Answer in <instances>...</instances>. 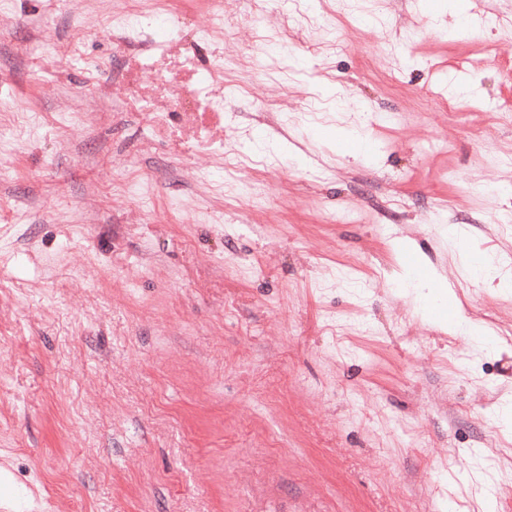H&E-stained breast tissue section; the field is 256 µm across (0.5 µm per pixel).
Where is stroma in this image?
I'll list each match as a JSON object with an SVG mask.
<instances>
[{
	"label": "stroma",
	"mask_w": 512,
	"mask_h": 512,
	"mask_svg": "<svg viewBox=\"0 0 512 512\" xmlns=\"http://www.w3.org/2000/svg\"><path fill=\"white\" fill-rule=\"evenodd\" d=\"M155 7L148 50L0 20V114L43 115L0 153V512H479L491 470L512 512V0ZM458 260L464 272L476 280H486L493 277L498 269V259L490 253L472 255L460 251ZM406 289L411 290L414 295L415 312L423 319H429L432 316L430 309L425 304L426 300L452 298L453 293L448 289L445 277L433 272L425 274L423 278L417 280V283H407ZM426 290V292H425Z\"/></svg>",
	"instance_id": "1"
}]
</instances>
